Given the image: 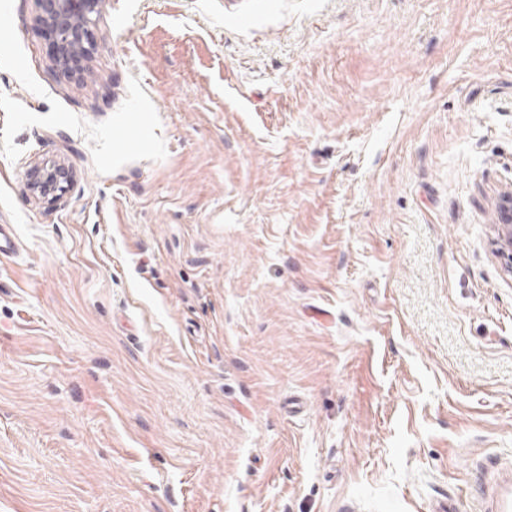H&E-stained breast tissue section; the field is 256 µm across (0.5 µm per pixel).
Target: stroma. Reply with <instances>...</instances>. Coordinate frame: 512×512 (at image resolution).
Listing matches in <instances>:
<instances>
[{"mask_svg": "<svg viewBox=\"0 0 512 512\" xmlns=\"http://www.w3.org/2000/svg\"><path fill=\"white\" fill-rule=\"evenodd\" d=\"M105 2L0 0V512H486L512 0ZM42 14L39 21L46 26L57 47L56 64L68 68L72 56L84 52L83 36L89 25L94 23L92 15H98L101 0H39ZM81 2L86 9L75 13L73 6ZM44 166V167H43ZM39 180L33 184L34 194L44 195L45 191L53 190L56 198L62 199L69 191L70 176L62 164H42Z\"/></svg>", "mask_w": 512, "mask_h": 512, "instance_id": "obj_1", "label": "stroma"}]
</instances>
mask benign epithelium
<instances>
[{"instance_id":"benign-epithelium-1","label":"benign epithelium","mask_w":512,"mask_h":512,"mask_svg":"<svg viewBox=\"0 0 512 512\" xmlns=\"http://www.w3.org/2000/svg\"><path fill=\"white\" fill-rule=\"evenodd\" d=\"M42 14L39 21L46 26L57 47V66L65 70L68 61L79 52H84L83 36L94 23L92 15L100 11L102 0H40ZM70 176L60 164H46L40 170L39 180L32 191L42 194L51 191L61 199L69 191ZM506 224L502 225L499 238V255L512 269V207L503 208Z\"/></svg>"}]
</instances>
